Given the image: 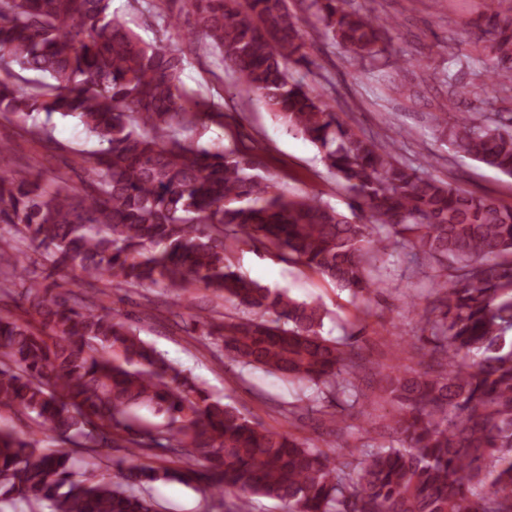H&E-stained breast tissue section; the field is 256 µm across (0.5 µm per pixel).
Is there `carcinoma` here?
I'll return each mask as SVG.
<instances>
[{
    "label": "carcinoma",
    "mask_w": 512,
    "mask_h": 512,
    "mask_svg": "<svg viewBox=\"0 0 512 512\" xmlns=\"http://www.w3.org/2000/svg\"><path fill=\"white\" fill-rule=\"evenodd\" d=\"M347 0H189L188 35L259 97L288 131L318 146L351 194L350 213L315 196H289L259 173L253 156L220 143L193 144L209 111L181 81L184 54L150 43L112 11V0H0V125L52 141L50 117L79 118L100 149L77 152L82 192L56 175L43 184L9 168L0 140V224L42 250L50 272L78 284L160 287L182 300L199 284L235 315H191L203 341L227 360L260 368L305 389L286 412L333 423L339 402L364 397L362 356L348 339L321 335L327 311L315 300L248 278L230 262V245L248 241L329 279L373 310L378 263L407 243L425 262L442 257L421 320L430 326L429 361L385 375L398 412L390 429L400 446L348 448L343 459L291 433L251 422L140 336L138 323L74 291L55 293L37 270L18 266L19 249L0 246V275L11 278L34 313H0V410L32 419L26 437L0 428V512L18 500L48 512H156L136 492L160 481L203 484L236 495L235 512L259 496L286 512H512V207L444 184L401 164L395 145L349 127L291 68H308L304 25L313 18L343 51L371 58L387 50L389 19L344 7ZM491 63L483 84L503 91L512 74V7L485 0ZM22 70L33 74L24 78ZM448 106L457 152L512 177V112L482 119L458 112L474 94L456 82ZM148 408L163 422L143 424ZM49 434L59 448L40 445ZM159 448L174 467L133 453L109 466L78 459L118 442Z\"/></svg>",
    "instance_id": "cac0c4a2"
}]
</instances>
